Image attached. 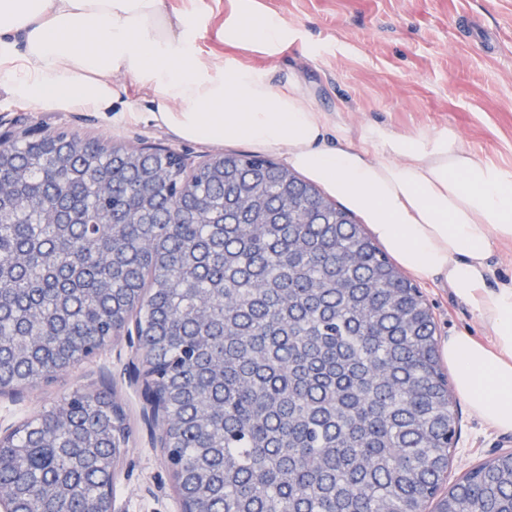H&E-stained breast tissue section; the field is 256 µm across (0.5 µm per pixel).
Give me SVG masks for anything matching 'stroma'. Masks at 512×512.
I'll list each match as a JSON object with an SVG mask.
<instances>
[{
  "instance_id": "stroma-1",
  "label": "stroma",
  "mask_w": 512,
  "mask_h": 512,
  "mask_svg": "<svg viewBox=\"0 0 512 512\" xmlns=\"http://www.w3.org/2000/svg\"><path fill=\"white\" fill-rule=\"evenodd\" d=\"M217 1L220 11L209 17L199 41L204 52L237 57L277 79L296 75L318 109L340 114L354 128L378 121L402 133L453 129L466 149L512 171V0H265L297 34L275 58L225 45L221 27L230 0ZM31 125L126 147L169 148L190 169L225 152L144 121L113 124L97 112H37L0 98V133ZM419 288L432 309L436 338L467 331L488 341V328L451 289L428 282ZM131 354L120 339L51 381L0 397V421L21 423L80 387L110 389L129 431L113 478L118 512H181L174 478L142 421L141 397L124 375ZM457 409L452 484L512 450V434L490 430L465 403Z\"/></svg>"
}]
</instances>
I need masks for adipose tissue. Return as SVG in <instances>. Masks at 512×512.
Wrapping results in <instances>:
<instances>
[{
    "label": "adipose tissue",
    "instance_id": "ef3b65f1",
    "mask_svg": "<svg viewBox=\"0 0 512 512\" xmlns=\"http://www.w3.org/2000/svg\"><path fill=\"white\" fill-rule=\"evenodd\" d=\"M207 17L165 0H0V91L42 112H99L115 121L127 78L148 96V119L204 146L244 143L276 153L363 218L416 279L453 289L489 327L485 345L457 331L442 342L458 396L498 433H512V281L492 259L512 244V171L465 149L447 129L352 131L316 108L296 77L213 53ZM227 43L273 57L295 33L263 0H234Z\"/></svg>",
    "mask_w": 512,
    "mask_h": 512
}]
</instances>
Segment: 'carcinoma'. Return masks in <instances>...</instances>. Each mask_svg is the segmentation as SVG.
<instances>
[{
    "mask_svg": "<svg viewBox=\"0 0 512 512\" xmlns=\"http://www.w3.org/2000/svg\"><path fill=\"white\" fill-rule=\"evenodd\" d=\"M0 388L131 317L188 512H512V453L442 493L458 416L431 308L353 213L274 160L65 131L0 149ZM128 437L76 389L0 445L14 512H97Z\"/></svg>",
    "mask_w": 512,
    "mask_h": 512,
    "instance_id": "1",
    "label": "carcinoma"
}]
</instances>
